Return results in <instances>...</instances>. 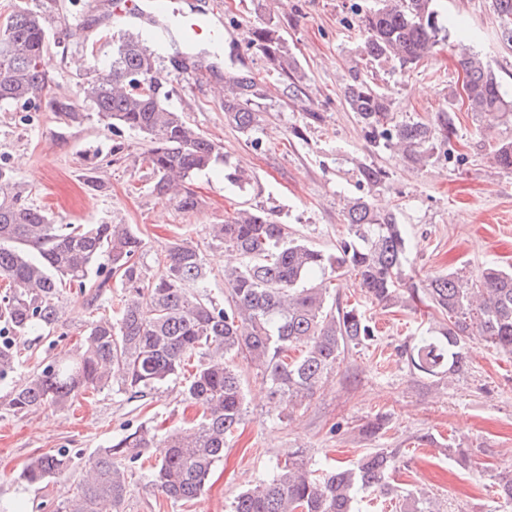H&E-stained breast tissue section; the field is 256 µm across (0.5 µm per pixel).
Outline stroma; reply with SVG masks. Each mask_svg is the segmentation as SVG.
<instances>
[{
    "label": "stroma",
    "mask_w": 512,
    "mask_h": 512,
    "mask_svg": "<svg viewBox=\"0 0 512 512\" xmlns=\"http://www.w3.org/2000/svg\"><path fill=\"white\" fill-rule=\"evenodd\" d=\"M102 2L0 0V14L26 4L43 6L50 94L82 115L75 123L43 105L0 103V161L28 188L30 203L47 209L56 223L109 220L137 227L145 240L140 262L150 276L157 274L156 256L170 241H191L212 271L211 295L219 303L224 300L219 258L225 249L212 243L207 228L244 206L271 214L293 236L331 252L346 234L345 199L368 194L378 208L396 211L404 224L410 271L471 276L487 264H512V170L495 164L490 147L494 140H512V123L498 125L486 138L473 114L458 106L454 153H438L432 166L419 170L372 147L346 107L343 87L361 41L352 8L369 6L371 0H222L218 74L192 73L173 51L163 52L162 82L171 107L221 143L250 177L245 187L233 185L220 164L193 175L188 187L201 205L190 212L152 193L153 177L139 163L149 147L147 137L127 129L113 135L79 95L80 85L112 60L111 35L99 37L91 30ZM438 9L443 20L464 21L471 50L512 94V43L502 36L492 0H438ZM271 20L299 61L298 91H289L270 62L246 44L248 28ZM455 43L452 37L441 42L433 58L404 74L379 73L378 83L399 119H431L459 91ZM232 75L250 78L260 88L254 108L261 122L248 136L224 121L219 87ZM312 112L320 113L321 121H310ZM297 128L302 137L294 136ZM363 163L388 172L381 191L369 192L360 182ZM113 294L106 288L94 300L71 289L51 337L17 338L20 365L0 383V501H22L25 512H58L98 449L142 424L174 429L198 418V408L184 400L177 381L134 401L106 389L64 411L48 407L17 418L4 409L10 389L21 380L58 354L83 346L88 324ZM331 296L359 306L377 329L375 340L346 350L327 384L285 420L278 419L268 399L261 369L241 364L244 420L213 467L204 494L183 505L162 498L143 478L160 455L150 448L134 470L123 512H230L240 491L270 478L277 463L300 448L322 468L350 464L380 448L397 451L391 481L400 490L426 491L440 512H489L496 475L512 472V356L476 343L468 373L448 384L434 383L413 374L397 353L404 341L425 331L422 312L372 302L350 274L333 279ZM378 415L387 416L386 430L366 438L360 426ZM452 447L468 450L469 466L449 456ZM49 450L66 451L69 470L46 484L20 486L16 476L22 466Z\"/></svg>",
    "instance_id": "stroma-1"
}]
</instances>
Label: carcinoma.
<instances>
[{
  "label": "carcinoma",
  "mask_w": 512,
  "mask_h": 512,
  "mask_svg": "<svg viewBox=\"0 0 512 512\" xmlns=\"http://www.w3.org/2000/svg\"><path fill=\"white\" fill-rule=\"evenodd\" d=\"M437 0H376L357 13L362 36L360 60L405 72L432 57L448 36ZM503 35L512 42V0H495ZM0 30V101L34 104L42 100L75 121L70 105L49 96L52 83L46 60V17L19 8ZM248 44L288 80L299 65L274 22L248 30ZM463 104L486 132L512 122V98L482 57L459 45ZM153 82L141 91L133 77ZM157 51L141 34L124 32L108 69L87 78L79 95L89 102L112 133L123 129L146 135L150 146L141 164L152 171L153 192L184 211L199 201L184 183L189 176L224 161L223 146L192 127L167 104ZM256 84L234 78L224 85V119L242 134L259 124L253 108ZM371 146L396 151L415 168L432 163L440 146L456 133L455 104L428 121L398 120L393 104L374 77L354 66L343 88ZM496 163L512 169V141L500 143ZM360 181L379 188L385 169L359 167ZM347 235L328 253L291 236L288 227L251 207L208 231L211 241L239 252L243 262L224 270V304L210 297L212 272L199 249L180 239L159 256L160 274L145 276L139 262L144 242L131 224H57L28 201L26 188L0 162V277L7 281L0 299V381L16 366L12 339L51 332L65 314L64 290H94L109 283L121 289L109 313L92 321L83 349L65 352L13 389L7 410L26 416L51 405L63 409L89 390L110 388L129 399L142 398L170 380H181L185 399L202 409L190 425L158 437V429L139 426L99 449L86 464L76 492L60 512H121L131 487L132 467L147 448L161 449L149 482L173 503H189L204 492L214 465L244 418L238 360L263 370L270 397L286 404L282 416L312 398L328 381L348 346L373 340L374 329L356 307L329 303L327 280L352 273L373 300L385 305L418 303L439 319L421 336L405 343L400 356L416 375L445 379L468 371L475 339L512 354V268L482 267L473 279L454 273L406 277L407 234L392 212L374 209L367 199L347 201ZM396 461L384 448L348 466L312 469L299 450L277 464L273 476L240 492L231 512H352L359 491L385 499L397 495L387 481ZM65 453L33 457L17 481L33 486L67 471ZM496 494L512 504V474L498 478ZM400 512H433L425 493L401 497Z\"/></svg>",
  "instance_id": "carcinoma-1"
}]
</instances>
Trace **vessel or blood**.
Wrapping results in <instances>:
<instances>
[{"mask_svg":"<svg viewBox=\"0 0 512 512\" xmlns=\"http://www.w3.org/2000/svg\"><path fill=\"white\" fill-rule=\"evenodd\" d=\"M116 20L140 23L166 46L189 52L224 42L223 11L217 0H105L102 30H110Z\"/></svg>","mask_w":512,"mask_h":512,"instance_id":"b4317fda","label":"vessel or blood"}]
</instances>
